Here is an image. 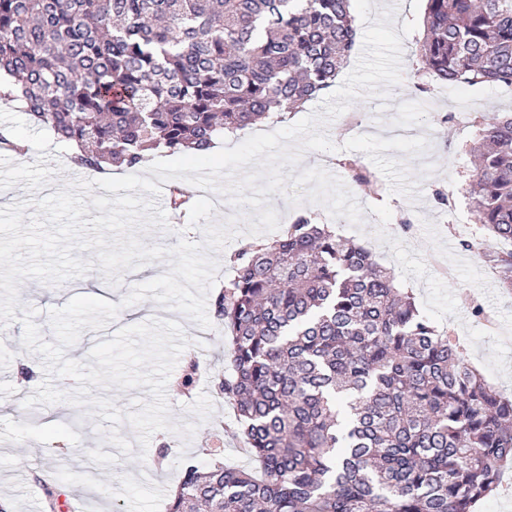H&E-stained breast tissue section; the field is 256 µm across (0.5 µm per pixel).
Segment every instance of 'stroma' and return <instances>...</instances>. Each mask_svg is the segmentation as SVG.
<instances>
[{"label":"stroma","instance_id":"obj_1","mask_svg":"<svg viewBox=\"0 0 512 512\" xmlns=\"http://www.w3.org/2000/svg\"><path fill=\"white\" fill-rule=\"evenodd\" d=\"M423 37L415 28L402 41L400 83L387 87L385 98L358 96L350 112L362 119L357 131H350L344 117L325 128L334 144L351 134H375L389 139L398 131L427 138V150L412 156L390 150L391 158L402 162L411 180L418 184L416 196L384 189L375 195L368 188L349 183L348 188L364 213L360 225L346 219H331L323 206L305 203L319 223L332 224L337 236L353 241L372 253L388 268L400 287L415 298L421 315L438 329L465 337L468 362L478 369L496 391L512 395V295L500 288L496 277L475 253L463 250L460 238L482 236L483 230L469 208H462L459 222H451L447 207L437 205L433 190L462 196L472 168L469 145L476 140L482 117L512 110V88L435 87L428 93V106H419L412 92L420 66L412 48ZM468 103L467 124L452 120L461 103ZM7 129L25 145L24 154L0 152V207L29 199H41L85 179L51 130L33 124L25 109L0 101V130ZM168 259H156L137 270L124 272L119 285H110L100 270L53 285L26 279L19 287V299L35 309L44 341H54L48 313L63 307L75 295L101 297L117 303L139 283L168 272ZM473 296L490 312L494 326L475 320L464 305ZM133 318L117 315L102 330L83 329L79 340L65 351L66 358L86 361L91 348L111 339L114 331L152 318L176 321L188 341L166 386L172 422L196 423L192 438L172 431L152 435L148 446H140L129 424L119 433L132 444L130 454L110 447V422L93 415L88 408L61 401L49 405H23L35 385L45 379L42 355L22 344L21 322L0 323V499L8 500L13 512H52L46 487L58 494L82 495L85 512H168L171 495L182 479L186 463L206 468L215 456L225 464L250 466L249 457L229 433L237 421L231 404L218 398L212 386L215 377L229 375L230 357L224 326L212 321L199 326L189 317L166 309L153 300L134 304ZM199 363V380L191 397L175 391L177 379L190 360ZM166 451L164 466H156L159 451Z\"/></svg>","mask_w":512,"mask_h":512}]
</instances>
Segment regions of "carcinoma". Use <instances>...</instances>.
Listing matches in <instances>:
<instances>
[{
    "label": "carcinoma",
    "mask_w": 512,
    "mask_h": 512,
    "mask_svg": "<svg viewBox=\"0 0 512 512\" xmlns=\"http://www.w3.org/2000/svg\"><path fill=\"white\" fill-rule=\"evenodd\" d=\"M416 42L434 85H512V0H426ZM351 0H0V70L86 172L299 109L354 50ZM464 188L512 294V111L481 123ZM336 165L381 188L354 156ZM212 300L236 438L252 469L186 467L169 512H474L512 470V399L363 247L297 214L249 244ZM191 361L179 390L193 392Z\"/></svg>",
    "instance_id": "carcinoma-1"
}]
</instances>
